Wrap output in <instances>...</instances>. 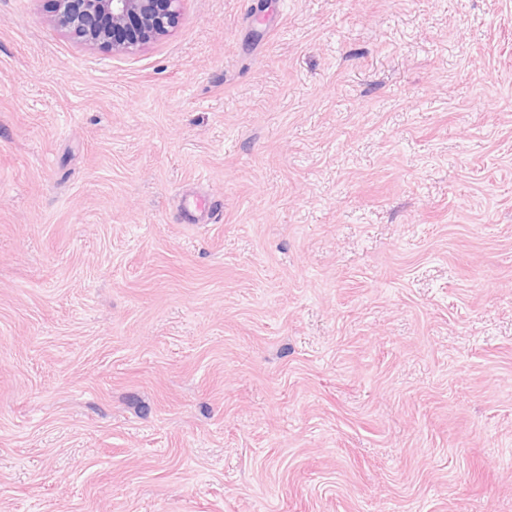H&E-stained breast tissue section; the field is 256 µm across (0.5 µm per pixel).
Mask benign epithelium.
<instances>
[{
  "label": "benign epithelium",
  "mask_w": 512,
  "mask_h": 512,
  "mask_svg": "<svg viewBox=\"0 0 512 512\" xmlns=\"http://www.w3.org/2000/svg\"><path fill=\"white\" fill-rule=\"evenodd\" d=\"M53 26L77 42L133 52L166 35L183 0H52Z\"/></svg>",
  "instance_id": "obj_1"
}]
</instances>
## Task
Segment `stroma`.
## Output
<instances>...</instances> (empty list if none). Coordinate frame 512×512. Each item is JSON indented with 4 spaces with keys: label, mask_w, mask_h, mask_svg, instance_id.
<instances>
[{
    "label": "stroma",
    "mask_w": 512,
    "mask_h": 512,
    "mask_svg": "<svg viewBox=\"0 0 512 512\" xmlns=\"http://www.w3.org/2000/svg\"><path fill=\"white\" fill-rule=\"evenodd\" d=\"M51 10L0 0V512H512V0ZM53 26L77 42L133 52L166 35L183 0H52Z\"/></svg>",
    "instance_id": "stroma-1"
}]
</instances>
